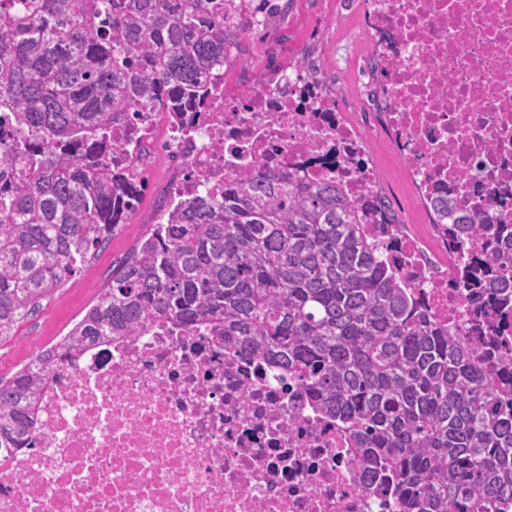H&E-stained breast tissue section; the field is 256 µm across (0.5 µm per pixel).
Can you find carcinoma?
<instances>
[{"instance_id": "obj_1", "label": "carcinoma", "mask_w": 512, "mask_h": 512, "mask_svg": "<svg viewBox=\"0 0 512 512\" xmlns=\"http://www.w3.org/2000/svg\"><path fill=\"white\" fill-rule=\"evenodd\" d=\"M206 0H0V341L120 229L112 118L163 91L194 103L224 63ZM455 246L483 257L477 285L512 287V224L477 210ZM156 321L198 323L280 365L384 457L403 512H500L512 501V386L414 308L332 183L258 167L153 224L68 333L0 378V448H26L65 361Z\"/></svg>"}]
</instances>
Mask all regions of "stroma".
<instances>
[{"instance_id":"obj_1","label":"stroma","mask_w":512,"mask_h":512,"mask_svg":"<svg viewBox=\"0 0 512 512\" xmlns=\"http://www.w3.org/2000/svg\"><path fill=\"white\" fill-rule=\"evenodd\" d=\"M287 38L283 44V58L292 57L298 42L310 30H317L315 50L328 67L340 76H347L353 54L358 48L355 17L340 13V0H291L288 16L283 20ZM374 157L381 173L384 195L399 197L403 203L399 211L401 223L414 224L429 220L422 203L409 195L403 170L396 165L386 140L374 143ZM152 215L151 199H144L141 209L131 224L109 241L66 281L47 300L38 312L21 322L12 336L0 342V377L8 378L39 351L53 345L72 328L96 301L102 288L108 284V275L114 262L120 261L148 231Z\"/></svg>"}]
</instances>
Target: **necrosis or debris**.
<instances>
[{
    "label": "necrosis or debris",
    "mask_w": 512,
    "mask_h": 512,
    "mask_svg": "<svg viewBox=\"0 0 512 512\" xmlns=\"http://www.w3.org/2000/svg\"><path fill=\"white\" fill-rule=\"evenodd\" d=\"M363 51L356 94L326 77L310 47L272 76L207 74L196 111L149 102L112 122L132 145L122 173L126 217L162 160L152 221L256 167L336 181L364 205L418 306L461 332L487 373L512 372V302L493 313L466 302L472 257L450 249L475 207L512 224V0H354ZM285 0H224L228 56L259 33L276 57ZM385 136L425 207L448 197L433 225L438 250L374 206L380 178L371 142ZM33 447L0 448V512H402L391 483L348 431L281 371L197 327L152 325L63 363L43 394Z\"/></svg>",
    "instance_id": "4bbe7bcc"
}]
</instances>
